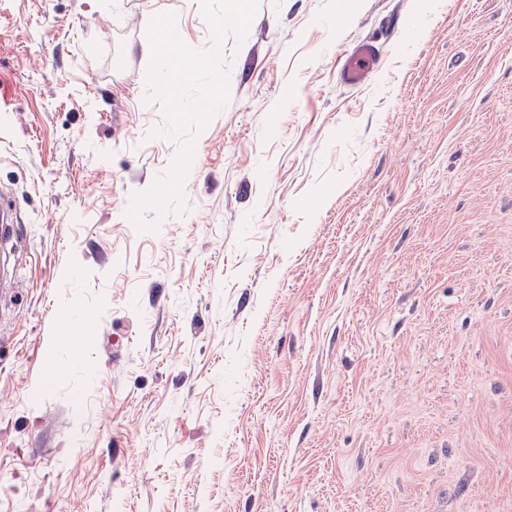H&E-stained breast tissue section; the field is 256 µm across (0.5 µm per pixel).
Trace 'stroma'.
I'll use <instances>...</instances> for the list:
<instances>
[{
  "label": "stroma",
  "mask_w": 512,
  "mask_h": 512,
  "mask_svg": "<svg viewBox=\"0 0 512 512\" xmlns=\"http://www.w3.org/2000/svg\"><path fill=\"white\" fill-rule=\"evenodd\" d=\"M165 13L230 99L142 232ZM0 182V512H512V0H0ZM398 18L389 19L373 36L356 41L341 57L337 80L344 86L360 88L383 70L385 47L399 28ZM0 236L1 240H14L26 232L19 212L17 211L13 190L0 184Z\"/></svg>",
  "instance_id": "obj_1"
}]
</instances>
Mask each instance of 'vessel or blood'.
Here are the masks:
<instances>
[{
  "label": "vessel or blood",
  "mask_w": 512,
  "mask_h": 512,
  "mask_svg": "<svg viewBox=\"0 0 512 512\" xmlns=\"http://www.w3.org/2000/svg\"><path fill=\"white\" fill-rule=\"evenodd\" d=\"M398 27L397 19H389L376 35L358 40L345 50L337 72L338 81L350 88L373 81L383 70L385 48ZM25 231L12 189L0 184V238L14 240Z\"/></svg>",
  "instance_id": "b4317fda"
}]
</instances>
